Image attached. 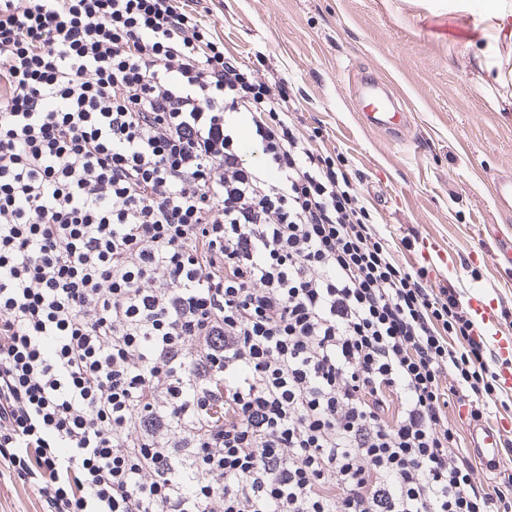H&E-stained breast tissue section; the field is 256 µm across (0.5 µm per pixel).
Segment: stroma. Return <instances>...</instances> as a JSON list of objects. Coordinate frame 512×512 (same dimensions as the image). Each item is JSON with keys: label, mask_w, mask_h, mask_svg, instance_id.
Segmentation results:
<instances>
[{"label": "stroma", "mask_w": 512, "mask_h": 512, "mask_svg": "<svg viewBox=\"0 0 512 512\" xmlns=\"http://www.w3.org/2000/svg\"><path fill=\"white\" fill-rule=\"evenodd\" d=\"M206 20L225 54L292 84L305 135L356 173L387 237L411 229L443 245L450 266L430 279L512 308V264L472 260L494 249L491 227L512 233V208H498L492 192L512 177V111L490 105L512 103V82L492 83L473 63L490 41L489 65L512 69L511 37L451 0H214ZM367 76L401 102L402 142L365 122Z\"/></svg>", "instance_id": "35a3bbf8"}]
</instances>
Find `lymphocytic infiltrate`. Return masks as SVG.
<instances>
[{
  "mask_svg": "<svg viewBox=\"0 0 512 512\" xmlns=\"http://www.w3.org/2000/svg\"><path fill=\"white\" fill-rule=\"evenodd\" d=\"M204 0H0V478L34 512H512V409ZM509 430L512 432V418L502 420L495 428H487L479 423L474 424L471 429L472 451L488 465L493 466L501 452L502 436Z\"/></svg>",
  "mask_w": 512,
  "mask_h": 512,
  "instance_id": "f902f5d3",
  "label": "lymphocytic infiltrate"
}]
</instances>
